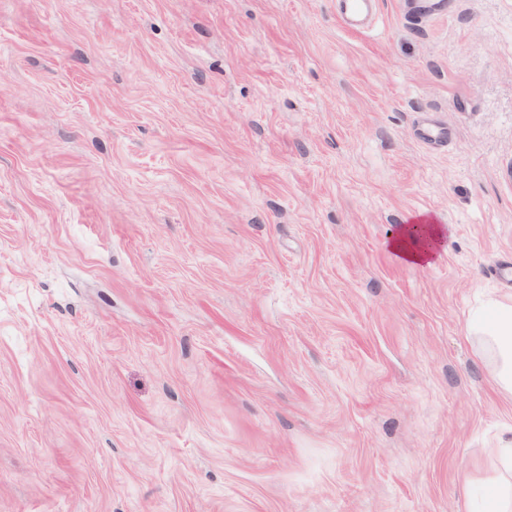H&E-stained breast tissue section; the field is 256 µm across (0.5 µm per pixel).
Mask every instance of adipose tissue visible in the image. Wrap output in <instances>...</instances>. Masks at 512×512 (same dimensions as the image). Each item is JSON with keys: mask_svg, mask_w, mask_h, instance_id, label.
Returning a JSON list of instances; mask_svg holds the SVG:
<instances>
[{"mask_svg": "<svg viewBox=\"0 0 512 512\" xmlns=\"http://www.w3.org/2000/svg\"><path fill=\"white\" fill-rule=\"evenodd\" d=\"M446 232L444 226L416 220L400 226L390 249L405 262L425 264ZM467 334L479 344L501 395L512 398V297L491 298L474 309ZM492 454L499 471L485 487L487 512H512V435L500 439Z\"/></svg>", "mask_w": 512, "mask_h": 512, "instance_id": "ef3b65f1", "label": "adipose tissue"}]
</instances>
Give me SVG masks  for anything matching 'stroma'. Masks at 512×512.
<instances>
[{"label": "stroma", "mask_w": 512, "mask_h": 512, "mask_svg": "<svg viewBox=\"0 0 512 512\" xmlns=\"http://www.w3.org/2000/svg\"><path fill=\"white\" fill-rule=\"evenodd\" d=\"M507 268L512 0H0V512H470ZM446 232V226L415 220L400 226L390 242V249L407 263L425 264L434 257L435 245ZM467 335L479 344L501 395L512 398V297L489 298L474 309Z\"/></svg>", "instance_id": "stroma-1"}]
</instances>
